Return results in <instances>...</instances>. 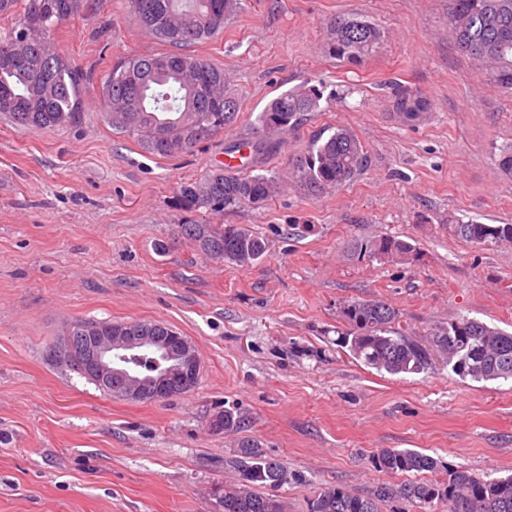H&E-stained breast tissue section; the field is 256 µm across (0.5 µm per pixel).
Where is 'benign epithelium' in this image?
Here are the masks:
<instances>
[{
	"mask_svg": "<svg viewBox=\"0 0 512 512\" xmlns=\"http://www.w3.org/2000/svg\"><path fill=\"white\" fill-rule=\"evenodd\" d=\"M83 361L80 367L85 376L106 391H112V381L118 379V393L125 398L140 399L143 390L139 374L126 364L129 355L143 349H160L169 362L152 373L154 388L151 398L165 401L176 391L193 388L202 375V360L195 346L180 332L170 329L164 336H114L112 325L91 323L85 326L82 336ZM76 337L62 336L53 356L66 361L74 355Z\"/></svg>",
	"mask_w": 512,
	"mask_h": 512,
	"instance_id": "1",
	"label": "benign epithelium"
}]
</instances>
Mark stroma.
I'll return each instance as SVG.
<instances>
[{"label": "stroma", "instance_id": "stroma-1", "mask_svg": "<svg viewBox=\"0 0 512 512\" xmlns=\"http://www.w3.org/2000/svg\"><path fill=\"white\" fill-rule=\"evenodd\" d=\"M343 14L383 33L357 66L324 51ZM56 43L95 75L81 121L39 134L0 114V512H220L244 436L287 466L276 491L286 512H308L329 484L367 495L410 481L375 467L384 448L432 455L440 480L458 467L512 474V385L461 378L439 356L426 372L391 375L336 347L353 299L391 304L420 340L460 315L512 330V244L477 246L442 222L512 224V177L497 164L512 145V90L457 50L448 0H242L192 49L223 68L238 117L175 159L101 117L112 63L168 49L125 0H94ZM306 83L321 90L319 109L240 168L279 173L280 193L220 217L183 211L180 184L223 166L254 139L257 113ZM397 85L426 104L414 120L395 108ZM340 126L367 167L336 191L305 194L288 180L291 158ZM193 218L247 226L269 249L229 267L181 237ZM385 234L414 244L418 260L359 256ZM82 317L170 325L201 355L198 385L162 402L104 393L46 356ZM232 406L249 420L244 433L211 432Z\"/></svg>", "mask_w": 512, "mask_h": 512}]
</instances>
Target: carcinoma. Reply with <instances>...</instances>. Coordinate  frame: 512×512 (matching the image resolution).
<instances>
[{"label":"carcinoma","mask_w":512,"mask_h":512,"mask_svg":"<svg viewBox=\"0 0 512 512\" xmlns=\"http://www.w3.org/2000/svg\"><path fill=\"white\" fill-rule=\"evenodd\" d=\"M450 31L458 50L485 68L500 86L512 89V0H448ZM127 13L142 29L175 48H188L224 31L240 9V0H126ZM88 8L87 0H0V17L14 19L0 31V112L36 133L77 123L82 114V87L93 74L73 66L57 49V27ZM381 41L371 22L338 16L330 24L325 53L357 65ZM104 122L116 134L130 137L148 153L172 158L191 152L234 123L239 102L226 86L224 69L188 53L137 55L112 63L102 79ZM320 95L301 85L271 99L254 121L260 133L284 134L300 116L319 108ZM424 103L408 92L396 98V108L413 119ZM360 140L339 127L312 140L292 158L291 181L313 195L330 193L352 181L365 168ZM274 174L235 175L215 168L179 187L186 212L204 208L212 214L232 211L244 203L261 205L278 193ZM455 235L476 245L512 243V224H483L450 217ZM182 236L202 253L244 267L267 251L256 232L237 224L180 226ZM370 258L407 262L419 257L411 242L380 236L360 244ZM341 316L348 328L336 344L364 365L388 374L427 371L436 350L448 356L451 370L475 381L512 383V332L459 316L432 329L422 342L395 328L397 312L383 300L355 299L344 303ZM224 432H239L245 417L235 408L217 412ZM376 467L391 473L434 472L437 460L413 449L384 448L374 457ZM230 466L237 483L224 487V512H285L282 500L268 493L288 482L284 464L268 456L254 439L239 443ZM265 491H259V488ZM400 499L418 512H512V475L483 479L465 469L448 471V478L416 480L398 487L381 485L370 495L352 494L342 486L323 487L309 512H383Z\"/></svg>","instance_id":"obj_1"}]
</instances>
